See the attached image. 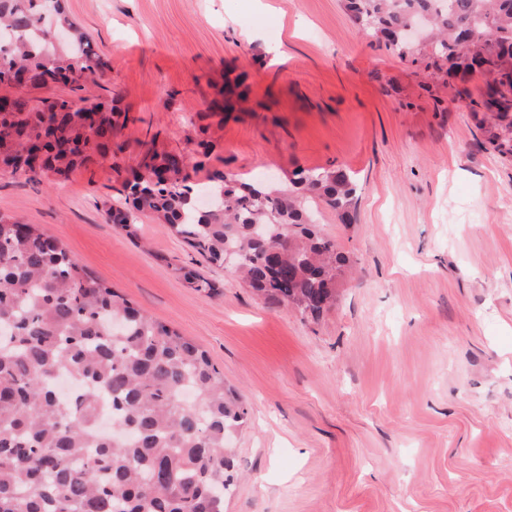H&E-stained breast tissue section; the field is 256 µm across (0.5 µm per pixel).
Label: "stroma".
I'll return each instance as SVG.
<instances>
[{"label": "stroma", "instance_id": "stroma-1", "mask_svg": "<svg viewBox=\"0 0 512 512\" xmlns=\"http://www.w3.org/2000/svg\"><path fill=\"white\" fill-rule=\"evenodd\" d=\"M65 6L108 62L102 95L127 112L129 143L151 129L196 148L230 68L249 91L215 146L225 170L287 192L296 169L341 170L358 187L349 224L304 202L346 258L315 321L264 302L161 219L116 229L109 166L38 183L0 173V213L199 345L245 403L224 512H512V162L464 106L435 118L408 60L341 0Z\"/></svg>", "mask_w": 512, "mask_h": 512}]
</instances>
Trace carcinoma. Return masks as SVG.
<instances>
[{"mask_svg": "<svg viewBox=\"0 0 512 512\" xmlns=\"http://www.w3.org/2000/svg\"><path fill=\"white\" fill-rule=\"evenodd\" d=\"M352 23L423 70L436 113L461 100L512 162V0H345ZM0 85L49 78L78 98L24 97L0 111V161L38 183L109 164L124 203L108 221L129 230L156 216L210 263L235 272L271 304L317 318L336 297L345 262L306 225L315 197L352 220L356 187L341 171L294 172L273 190L224 172L214 144L202 159L160 134L127 150V115L93 92L107 71L63 0H0ZM480 76L472 78L473 64ZM247 97L244 76L224 86L222 112ZM253 224L281 233L257 239ZM72 372L88 386L63 398ZM240 397L196 343L94 278L39 226L0 213V512H223L234 480L226 438L247 423Z\"/></svg>", "mask_w": 512, "mask_h": 512, "instance_id": "1", "label": "carcinoma"}]
</instances>
